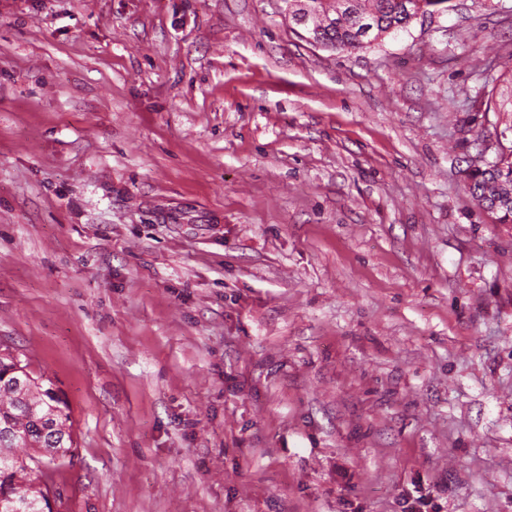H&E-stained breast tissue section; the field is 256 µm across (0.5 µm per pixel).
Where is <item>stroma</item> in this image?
<instances>
[{
	"mask_svg": "<svg viewBox=\"0 0 512 512\" xmlns=\"http://www.w3.org/2000/svg\"><path fill=\"white\" fill-rule=\"evenodd\" d=\"M512 0L370 47L283 0H0V345L58 512H512ZM467 188L495 224L512 223V146L498 147L493 161L468 174Z\"/></svg>",
	"mask_w": 512,
	"mask_h": 512,
	"instance_id": "1",
	"label": "stroma"
}]
</instances>
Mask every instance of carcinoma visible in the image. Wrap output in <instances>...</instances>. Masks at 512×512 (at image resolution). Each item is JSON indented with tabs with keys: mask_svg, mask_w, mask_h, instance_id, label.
Instances as JSON below:
<instances>
[{
	"mask_svg": "<svg viewBox=\"0 0 512 512\" xmlns=\"http://www.w3.org/2000/svg\"><path fill=\"white\" fill-rule=\"evenodd\" d=\"M322 44L352 50L407 26L412 0H312ZM467 188L495 224L512 223V146L468 174ZM73 422L53 380L0 356V512H45L53 469L75 457Z\"/></svg>",
	"mask_w": 512,
	"mask_h": 512,
	"instance_id": "1",
	"label": "carcinoma"
}]
</instances>
